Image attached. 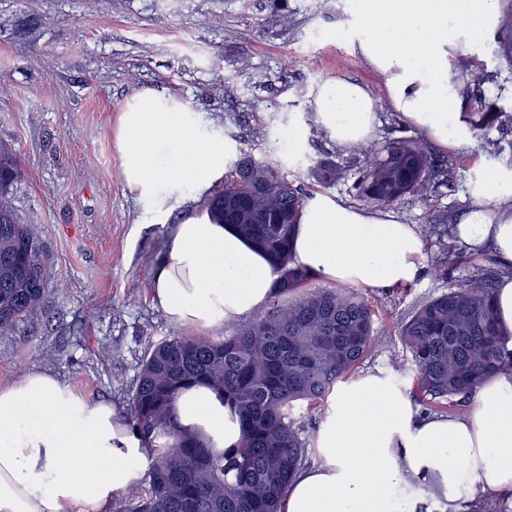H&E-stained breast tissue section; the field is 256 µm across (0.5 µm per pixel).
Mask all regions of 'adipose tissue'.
Listing matches in <instances>:
<instances>
[{
    "label": "adipose tissue",
    "mask_w": 512,
    "mask_h": 512,
    "mask_svg": "<svg viewBox=\"0 0 512 512\" xmlns=\"http://www.w3.org/2000/svg\"><path fill=\"white\" fill-rule=\"evenodd\" d=\"M498 18V0H355L340 28L383 77L390 106L456 149L472 136L457 59ZM311 107L342 149L375 133L377 99L363 83L327 80ZM116 147L128 188L153 212L205 194L224 176L223 140L163 91L137 94L119 118ZM472 172L455 237L472 252L491 246L501 271L494 307L512 350V168L480 162ZM422 259L413 225L322 193L306 200L292 250L293 266L313 278L364 288L410 283ZM274 280L266 254L235 226L190 215L170 226L150 293L174 325L215 332L263 308ZM174 419L217 454L241 438L237 418L205 386L179 395ZM313 451L315 463L293 480L280 512H465L472 502L512 499V364L480 384L461 416L422 415L383 368L358 373L328 399ZM156 455L111 403L76 394L51 372L0 385V512H111Z\"/></svg>",
    "instance_id": "ef3b65f1"
}]
</instances>
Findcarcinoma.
I'll use <instances>...</instances> for the list:
<instances>
[{"label":"carcinoma","instance_id":"1","mask_svg":"<svg viewBox=\"0 0 512 512\" xmlns=\"http://www.w3.org/2000/svg\"><path fill=\"white\" fill-rule=\"evenodd\" d=\"M497 53L512 69V0H499ZM472 136L485 151L504 150L489 137L493 127H512V115L493 105L467 113ZM372 161L355 169L327 153L307 167L317 185L354 177L367 204L390 207L407 196L424 199L450 172L418 141L389 137L370 149ZM256 163L268 167L284 188L261 195L245 178ZM23 169L15 145L0 140V335L16 330L43 301L50 276L39 235L21 222L10 199ZM237 197L250 215L240 233L269 258L277 278L274 297L295 299L265 318L230 328L221 338L171 336L153 344L142 362L125 423L149 448L159 450L143 485L130 490L126 512H278V505L305 462L296 427V406L320 403L381 341L371 305L355 287L306 289L312 280L291 266L295 225L307 199L278 164L240 152L224 183L208 199L214 222L228 224L224 201ZM453 272L462 256L445 246L435 258ZM411 356L418 393L470 399L478 385L512 359L499 337L493 281L475 274L448 284V291L416 302L395 327ZM212 388L237 416L241 439L217 455L197 435L178 428L171 415L180 393L194 385Z\"/></svg>","mask_w":512,"mask_h":512}]
</instances>
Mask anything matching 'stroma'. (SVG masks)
<instances>
[{
	"label": "stroma",
	"instance_id": "stroma-1",
	"mask_svg": "<svg viewBox=\"0 0 512 512\" xmlns=\"http://www.w3.org/2000/svg\"><path fill=\"white\" fill-rule=\"evenodd\" d=\"M352 0H0V139L15 142L24 176L11 205L36 228L51 268L41 309L14 333L0 336V385L32 370H49L76 393L126 413L150 346L181 328L150 298V274L168 245V228L201 213L189 196L165 215L144 213L122 175L115 147L119 117L141 91L168 92L224 138V162L240 151L277 161L305 193V172L323 152L364 159V149L338 150L317 124L309 102L325 80L351 78L378 96L382 142L395 127L426 142L383 94L384 80L336 29ZM475 68L497 72L474 88L470 107L485 101L512 113V70L501 67L486 37ZM436 158L453 185L428 199L391 206L416 225L423 269L411 284L367 288L379 321L396 324L419 300L448 289L434 266L442 243L429 225L433 211L462 216L467 171L488 154L479 139ZM389 370L412 389L413 369L398 336L360 363Z\"/></svg>",
	"mask_w": 512,
	"mask_h": 512
}]
</instances>
